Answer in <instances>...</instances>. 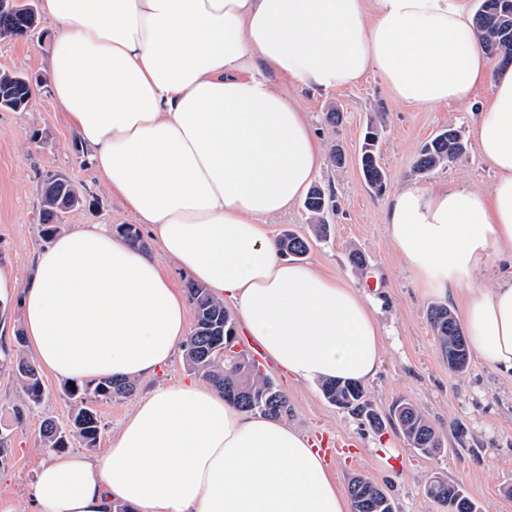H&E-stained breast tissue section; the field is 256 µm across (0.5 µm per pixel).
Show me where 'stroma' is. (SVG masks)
<instances>
[{"label": "stroma", "mask_w": 512, "mask_h": 512, "mask_svg": "<svg viewBox=\"0 0 512 512\" xmlns=\"http://www.w3.org/2000/svg\"><path fill=\"white\" fill-rule=\"evenodd\" d=\"M51 41V35L38 32L0 41V71L27 75L35 89L25 110L0 111V265L11 267L21 282L29 276L34 254L46 245L39 227L46 172L65 174L83 197L82 205L66 214L61 231L82 224L114 227L135 221L109 195L51 97L46 66ZM491 97L492 88L487 85L468 103L415 110L397 102L374 74L353 88L298 94L323 149H336L342 155L341 163L324 161L314 180L315 185L333 192L334 209L325 216L328 236L323 241L316 238L300 202L277 217L274 227L277 232L290 230L308 240L304 263L368 288L370 296L381 302L379 319L389 335L382 368L365 390L382 429H374L363 418L329 403L320 383L292 381L265 359L250 337L238 338L240 348L259 359L261 370L286 394L292 407L289 425L312 440L347 441L345 453L328 458L340 486L348 487L354 476L366 475L391 497L395 512H445L426 494L434 476L460 483L479 512H512V375L476 357L465 375L449 371L427 317L437 298L420 287L383 222L392 195L405 186L436 188L455 183L480 191L492 186L495 176L482 161L473 137L479 111ZM332 108L341 114L335 125L326 119ZM370 126L378 130L379 153L387 172V186L380 193L365 183L359 166L363 136ZM451 126L462 130L466 156L414 175L412 167L421 146ZM354 249L365 257L363 268H355L349 261ZM23 329L19 296L1 300L0 346H6L8 355L0 359V433L9 438L11 462L0 468V501L13 504L16 512H28L29 488L38 466L48 457L40 434L43 421L49 418L61 428H69L74 408L63 381L47 372L41 375L43 401L24 408L25 396L10 360L17 353L32 354L29 346L16 341ZM194 379L183 350H176L156 379L138 380L134 395L97 404L102 427L97 446L88 449L75 440L72 451L101 459L138 396L157 382L188 383ZM401 399L413 402L441 435L439 452L419 455L394 426L392 408Z\"/></svg>", "instance_id": "1"}]
</instances>
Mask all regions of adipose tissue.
<instances>
[{"instance_id": "obj_1", "label": "adipose tissue", "mask_w": 512, "mask_h": 512, "mask_svg": "<svg viewBox=\"0 0 512 512\" xmlns=\"http://www.w3.org/2000/svg\"><path fill=\"white\" fill-rule=\"evenodd\" d=\"M40 10L53 26V100L160 249L83 224L36 253L25 284L0 268V296L20 293L30 348L55 378H149L167 366L188 304L166 258L228 303L293 380L372 381L385 340L376 301L284 260L271 227L323 164L297 91L371 73L413 109L494 86L474 130L490 192L406 187L383 221L439 295L506 261L492 287L468 289L465 314L476 355L512 371V66L484 52L470 0H40ZM30 499L31 512H350L302 431L177 383L137 402L101 460L43 461Z\"/></svg>"}]
</instances>
